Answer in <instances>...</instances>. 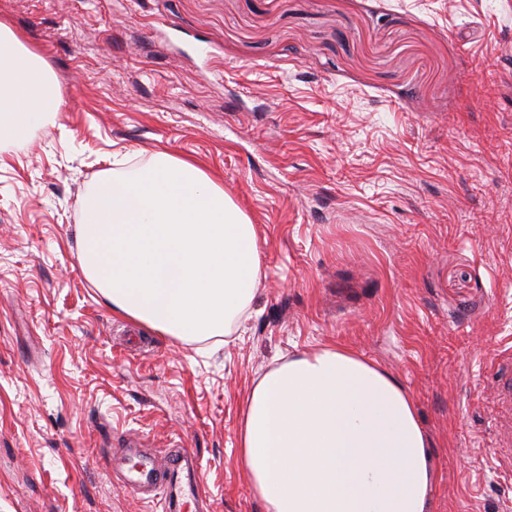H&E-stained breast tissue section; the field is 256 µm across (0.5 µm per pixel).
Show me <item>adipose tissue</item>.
<instances>
[{
	"mask_svg": "<svg viewBox=\"0 0 512 512\" xmlns=\"http://www.w3.org/2000/svg\"><path fill=\"white\" fill-rule=\"evenodd\" d=\"M46 61L0 21V143L54 120ZM80 261L129 320L180 340L228 336L262 282L247 214L196 163L167 152L80 201ZM240 460L264 512H430L436 472L411 395L343 346L266 372L245 400Z\"/></svg>",
	"mask_w": 512,
	"mask_h": 512,
	"instance_id": "1",
	"label": "adipose tissue"
}]
</instances>
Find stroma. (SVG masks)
<instances>
[{"label":"stroma","mask_w":512,"mask_h":512,"mask_svg":"<svg viewBox=\"0 0 512 512\" xmlns=\"http://www.w3.org/2000/svg\"><path fill=\"white\" fill-rule=\"evenodd\" d=\"M62 96L0 150V512H162L131 459L203 512H263L248 392L347 346L412 396L431 512H512V0H0ZM165 151L255 224L264 277L231 336L113 315L79 262L80 200ZM187 449L193 469L163 451Z\"/></svg>","instance_id":"1"}]
</instances>
